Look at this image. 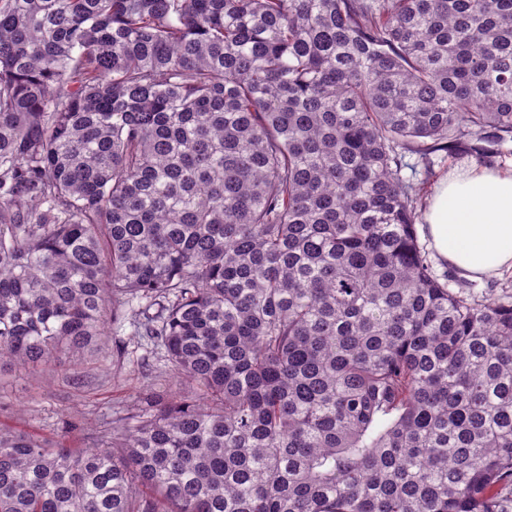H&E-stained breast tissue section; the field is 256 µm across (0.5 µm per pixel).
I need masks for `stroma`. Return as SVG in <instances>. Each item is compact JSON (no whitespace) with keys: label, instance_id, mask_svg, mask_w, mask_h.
I'll return each instance as SVG.
<instances>
[{"label":"stroma","instance_id":"obj_1","mask_svg":"<svg viewBox=\"0 0 512 512\" xmlns=\"http://www.w3.org/2000/svg\"><path fill=\"white\" fill-rule=\"evenodd\" d=\"M437 275L447 276L455 293L478 300L512 301V270L482 280H467L452 272L439 257L431 259ZM117 336L102 349L106 363L94 356L66 358L48 369L20 364L0 372V421L47 439L75 447L96 446L102 430L132 413L140 396L192 393L187 382L165 368L143 374L136 355H113Z\"/></svg>","mask_w":512,"mask_h":512}]
</instances>
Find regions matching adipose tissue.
Returning <instances> with one entry per match:
<instances>
[{"instance_id":"ef3b65f1","label":"adipose tissue","mask_w":512,"mask_h":512,"mask_svg":"<svg viewBox=\"0 0 512 512\" xmlns=\"http://www.w3.org/2000/svg\"><path fill=\"white\" fill-rule=\"evenodd\" d=\"M423 221L436 253L460 276L512 270V170L453 167L435 186Z\"/></svg>"}]
</instances>
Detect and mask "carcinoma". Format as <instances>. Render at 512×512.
I'll return each instance as SVG.
<instances>
[{"label": "carcinoma", "mask_w": 512, "mask_h": 512, "mask_svg": "<svg viewBox=\"0 0 512 512\" xmlns=\"http://www.w3.org/2000/svg\"><path fill=\"white\" fill-rule=\"evenodd\" d=\"M511 139L512 0H0V371L127 322L202 392L0 424V512H509L512 302L402 170Z\"/></svg>", "instance_id": "1"}]
</instances>
